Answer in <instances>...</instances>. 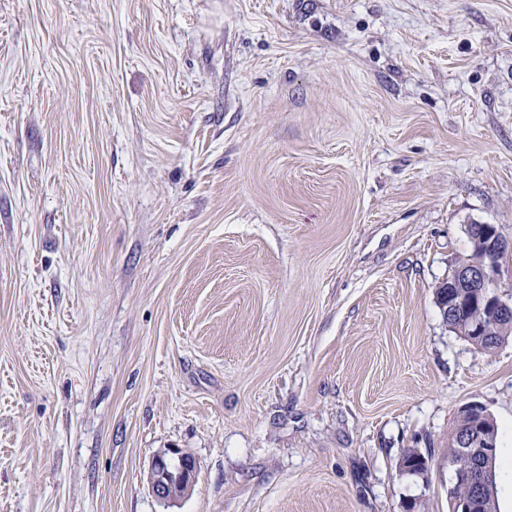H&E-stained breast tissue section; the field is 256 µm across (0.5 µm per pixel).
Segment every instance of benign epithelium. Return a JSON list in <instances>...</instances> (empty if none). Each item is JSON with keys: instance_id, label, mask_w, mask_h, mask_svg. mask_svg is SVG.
<instances>
[{"instance_id": "benign-epithelium-1", "label": "benign epithelium", "mask_w": 512, "mask_h": 512, "mask_svg": "<svg viewBox=\"0 0 512 512\" xmlns=\"http://www.w3.org/2000/svg\"><path fill=\"white\" fill-rule=\"evenodd\" d=\"M471 244L469 259L456 267L448 280V315L456 314L460 302L456 296H469V305L482 310L483 317L473 324L472 336L486 339L492 326L500 320L512 319V296L500 290L502 268L495 256L512 249V242L504 239L490 224H471L467 227ZM462 411L472 417L471 427L456 441L461 463L457 467L458 481L472 488L468 498L454 499L455 512H475L481 500L479 490L487 485L490 473L484 462L493 455L495 442L484 436L490 423V414L476 403ZM197 464L188 454H178V464L164 454L152 458L149 466V485L153 495L164 503H172L191 492L195 483Z\"/></svg>"}]
</instances>
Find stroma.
<instances>
[{
    "mask_svg": "<svg viewBox=\"0 0 512 512\" xmlns=\"http://www.w3.org/2000/svg\"><path fill=\"white\" fill-rule=\"evenodd\" d=\"M472 223L512 0H0V512H450L470 402L512 512V338L434 296ZM197 464L188 454H178V465L165 455L152 458L149 466V485L153 495L164 503H172L191 492L195 483Z\"/></svg>",
    "mask_w": 512,
    "mask_h": 512,
    "instance_id": "stroma-1",
    "label": "stroma"
}]
</instances>
